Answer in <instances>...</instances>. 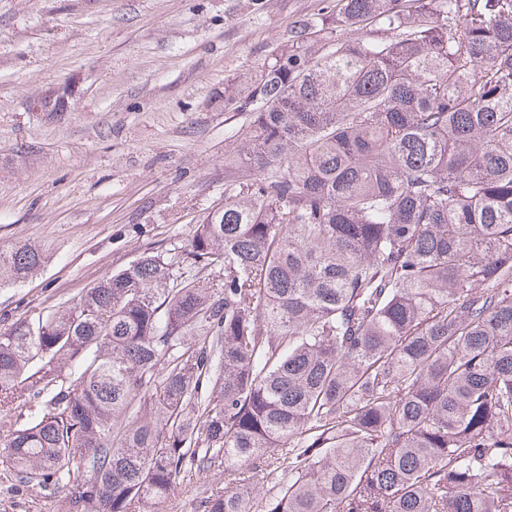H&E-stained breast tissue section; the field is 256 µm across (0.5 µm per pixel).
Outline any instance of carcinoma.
I'll use <instances>...</instances> for the list:
<instances>
[{
  "instance_id": "cac0c4a2",
  "label": "carcinoma",
  "mask_w": 512,
  "mask_h": 512,
  "mask_svg": "<svg viewBox=\"0 0 512 512\" xmlns=\"http://www.w3.org/2000/svg\"><path fill=\"white\" fill-rule=\"evenodd\" d=\"M321 2L224 84L246 127L185 256L222 279L143 255L0 332V403L45 406L7 460L65 512L217 462L202 512H512V0Z\"/></svg>"
}]
</instances>
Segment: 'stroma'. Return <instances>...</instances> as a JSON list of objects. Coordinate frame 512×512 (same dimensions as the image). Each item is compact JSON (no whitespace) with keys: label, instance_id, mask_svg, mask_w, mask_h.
Segmentation results:
<instances>
[{"label":"stroma","instance_id":"35a3bbf8","mask_svg":"<svg viewBox=\"0 0 512 512\" xmlns=\"http://www.w3.org/2000/svg\"><path fill=\"white\" fill-rule=\"evenodd\" d=\"M321 0H0V249L43 246L0 285V330L70 305L142 254L173 274L224 205L244 115L224 81L257 67ZM236 475L176 483L159 512H199ZM67 490L19 482L0 448V512H58Z\"/></svg>","mask_w":512,"mask_h":512}]
</instances>
